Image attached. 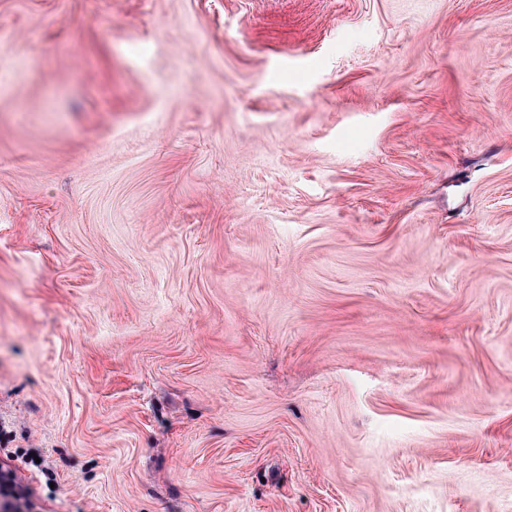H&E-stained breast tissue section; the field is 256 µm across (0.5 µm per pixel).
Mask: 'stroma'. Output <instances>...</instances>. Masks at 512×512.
<instances>
[{
	"label": "stroma",
	"mask_w": 512,
	"mask_h": 512,
	"mask_svg": "<svg viewBox=\"0 0 512 512\" xmlns=\"http://www.w3.org/2000/svg\"><path fill=\"white\" fill-rule=\"evenodd\" d=\"M1 464L512 512V0H0Z\"/></svg>",
	"instance_id": "35a3bbf8"
}]
</instances>
